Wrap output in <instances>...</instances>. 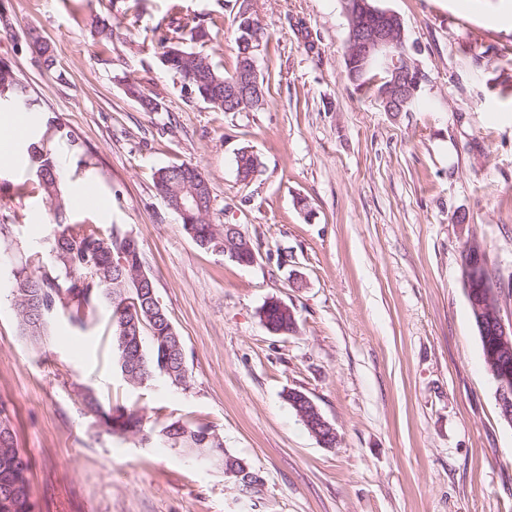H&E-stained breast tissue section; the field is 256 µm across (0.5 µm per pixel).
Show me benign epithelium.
I'll use <instances>...</instances> for the list:
<instances>
[{
    "label": "benign epithelium",
    "instance_id": "1",
    "mask_svg": "<svg viewBox=\"0 0 512 512\" xmlns=\"http://www.w3.org/2000/svg\"><path fill=\"white\" fill-rule=\"evenodd\" d=\"M349 39L353 51L361 54L365 62L382 67L385 74L386 93L381 103L387 112H402L419 90L420 80L414 76V69L408 59L406 49L399 43L397 23L392 12L380 13L374 8L355 6L349 13ZM263 90L258 80L257 58L251 59V76L225 85L224 95L234 99L260 96ZM167 206L179 214L188 215L190 205L201 204L199 193L192 182H185L181 196L175 200L163 195ZM482 249L478 244L469 242L464 246L462 269L475 268L481 259ZM470 302L479 323L490 322L494 325V341L486 345L484 357L489 366L495 370L497 384V402L505 420L512 423V322L505 323L499 312L489 309L496 305V291L488 280L479 282L469 291ZM288 401L298 407L301 413L312 415L319 426L311 431L317 435L321 430L327 431L325 439L338 435L335 427L324 418L320 410L305 393L299 390L288 392Z\"/></svg>",
    "mask_w": 512,
    "mask_h": 512
}]
</instances>
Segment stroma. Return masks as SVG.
Listing matches in <instances>:
<instances>
[{
    "instance_id": "35a3bbf8",
    "label": "stroma",
    "mask_w": 512,
    "mask_h": 512,
    "mask_svg": "<svg viewBox=\"0 0 512 512\" xmlns=\"http://www.w3.org/2000/svg\"><path fill=\"white\" fill-rule=\"evenodd\" d=\"M403 21L425 76L409 112H387L345 72L343 0H253L269 40L266 105L223 112L163 65L171 6L211 22L204 49L235 66L234 0H0V61L29 90V127L54 117L75 223L120 227L141 246L182 336L190 380L130 387L112 365L106 312L55 314L40 341L18 324L11 286L45 249L53 214L24 162L0 169V401L14 408L36 512H512V424L500 415L462 285V251L484 250L512 321V0H375ZM122 15L109 43L95 21ZM53 43L46 67L24 35ZM507 82L508 91L493 79ZM137 80L162 103L146 112ZM259 174L243 182L236 155ZM198 164L213 224H237L256 260L198 247L155 187L159 168ZM23 182L26 195L12 186ZM89 190L95 205L77 195ZM272 299L297 328L266 329ZM306 393L336 427L323 447L289 406ZM203 423L255 475L117 436L82 401ZM260 162L258 156L247 148H242L236 157L238 177L243 182L251 181L259 172Z\"/></svg>"
}]
</instances>
